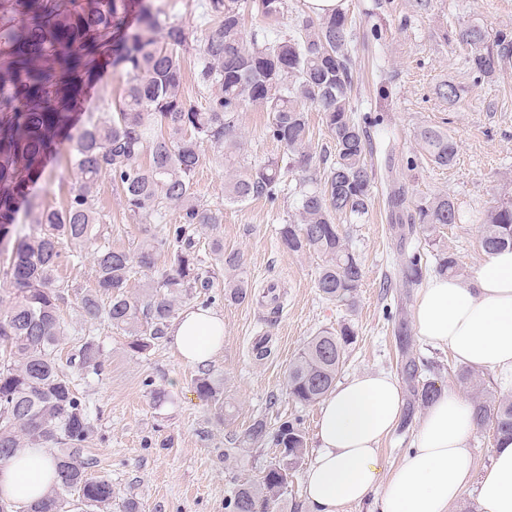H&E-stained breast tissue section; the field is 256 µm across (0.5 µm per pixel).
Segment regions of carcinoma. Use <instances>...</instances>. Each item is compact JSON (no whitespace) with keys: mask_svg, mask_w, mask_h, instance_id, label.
I'll list each match as a JSON object with an SVG mask.
<instances>
[{"mask_svg":"<svg viewBox=\"0 0 512 512\" xmlns=\"http://www.w3.org/2000/svg\"><path fill=\"white\" fill-rule=\"evenodd\" d=\"M246 0H204L205 35L196 49L194 81L207 95L199 107L185 94L182 51L189 34L182 23H161L142 0H0V248L9 252L4 271L8 288L0 309V461L23 448L54 447L56 485L51 495L28 512H112V481L95 476L96 460L87 454L93 425L84 394L74 375H98L103 349L91 324L101 317L133 337L132 350L142 353L164 335L183 297L207 287L198 267L195 234L223 223L219 205L194 190L201 165L200 147L208 143L229 162L242 155L237 133L239 112L259 105L270 112L268 135L285 154L241 173L227 172L224 199L274 200L288 174L313 167L307 112L314 107L334 142L335 160L323 169V186H299L296 220L279 228L284 249L294 255L323 256L317 288L322 297L354 306L363 277L359 258L336 224L367 214L373 193V154L366 125L352 113L353 60L348 17L343 11L317 19L297 17L295 27L273 37H246L241 10ZM263 20L288 14V0H252ZM470 48L471 73L490 81L512 62V35L491 36L479 25L459 33ZM110 70L125 79L123 95L111 112L91 116L79 125L75 113L100 73ZM71 145L70 163L78 186L62 208L35 202L32 188L46 173L47 160L62 143ZM418 145L440 166L451 165L457 146L448 133L424 127ZM109 177L128 213L144 225L137 251L114 249L102 241L98 192ZM392 212L409 210L403 187L388 192ZM178 213L162 236L151 225L165 213ZM25 213L29 231L18 229ZM459 214L445 195L416 205L411 224L426 230L455 224ZM94 246L96 287L83 293L79 308L86 327L78 350L63 364L58 354L67 335L60 314L69 285L60 280L62 246ZM224 266V298H249L240 252L224 242L208 243ZM484 253L512 247V202L485 215L480 227ZM164 260L158 276L142 295L127 292L135 269L152 270ZM440 274L459 275L455 253L437 254ZM420 251L401 252L398 268L411 288L422 277ZM109 300L102 305V298ZM355 331L347 323L322 330L302 347L288 369V396L306 406L318 403L336 386L345 351ZM472 395L478 427L490 423L494 441L512 439V398L483 387L469 371L459 376ZM197 393L218 403V382L208 374L195 378ZM261 447L269 442L287 452L258 483L238 482L224 499L226 512H274L287 492L289 470L307 447L300 427L284 423L271 431L259 419L237 439Z\"/></svg>","mask_w":512,"mask_h":512,"instance_id":"carcinoma-1","label":"carcinoma"}]
</instances>
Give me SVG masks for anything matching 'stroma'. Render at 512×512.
Returning <instances> with one entry per match:
<instances>
[{"label": "stroma", "instance_id": "1", "mask_svg": "<svg viewBox=\"0 0 512 512\" xmlns=\"http://www.w3.org/2000/svg\"><path fill=\"white\" fill-rule=\"evenodd\" d=\"M352 33L355 61L351 105L355 112L384 118L374 136L382 154L394 158L393 170L372 157L375 184L365 220L341 222L349 246L364 270L355 309L322 298L317 288L320 255H293L279 241L281 225L295 218L298 175H290L276 201L224 200V160L210 144H203V161L194 182L203 199L224 207V222L215 234L226 249L239 251L243 274L251 287L245 302L224 298V268L208 249H200L202 271L209 288L196 289L181 306L211 305L224 318V350L204 371L221 385L230 413L217 417L213 402L201 398L194 380L202 369L185 365L158 339L144 353L131 350L130 336L106 320L95 323L103 347V373L78 379L86 394L94 434L90 453L94 472L107 476L116 492L112 512H123L133 499L141 512H225L224 498L235 479L260 481L280 458L273 444L242 447L232 456L224 450L256 419L271 429L299 420L307 448L292 474L278 512H306L303 476L317 452L315 440L319 405L300 406L286 392L288 368L302 346L325 328L351 324L356 336L345 352L338 381L368 371L391 373L406 403L404 421L381 443L385 470L396 468L412 447L424 405L403 366L415 359L422 379L438 388L457 387L459 363L445 348L419 338L414 313L419 290L403 287L395 266L401 227L391 221L385 182L402 183L411 204L445 194L457 204L458 223L438 227L436 246L456 253L464 272L482 264L479 227L490 207L512 199V65L492 81L474 84L469 51L458 42L461 28L478 24L489 33L512 32V0H344ZM378 28L381 38L369 43L367 30ZM459 90L455 103L438 94L444 82ZM269 115L249 106L239 114L237 131L245 150V165L282 156L280 143L266 133ZM433 126L457 144L456 161L440 167L416 142L419 128ZM78 178L67 158L48 161L35 195L47 206L65 205ZM98 208L110 245L131 251L144 236L143 226L125 213L109 178L100 181ZM60 274L71 289L61 308L68 333L61 345L70 356L80 343L81 294L94 288L90 246L68 244ZM267 346L257 358L256 345ZM163 402H156L155 393Z\"/></svg>", "mask_w": 512, "mask_h": 512}]
</instances>
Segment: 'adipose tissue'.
<instances>
[{
	"instance_id": "ef3b65f1",
	"label": "adipose tissue",
	"mask_w": 512,
	"mask_h": 512,
	"mask_svg": "<svg viewBox=\"0 0 512 512\" xmlns=\"http://www.w3.org/2000/svg\"><path fill=\"white\" fill-rule=\"evenodd\" d=\"M414 321L424 342L448 348L458 361L512 374V250L487 255L470 276L428 278ZM167 336L184 363L204 367L224 349V318L188 308ZM402 414L400 386L383 371L363 373L328 393L318 452L304 474L309 512H338L371 497L378 512H450L474 480L479 512H512V441H500L489 467L474 476L468 440L476 423L464 395L447 389L428 405L413 448L388 474L379 444ZM55 471L48 449H22L0 463V498L26 512L50 492Z\"/></svg>"
}]
</instances>
